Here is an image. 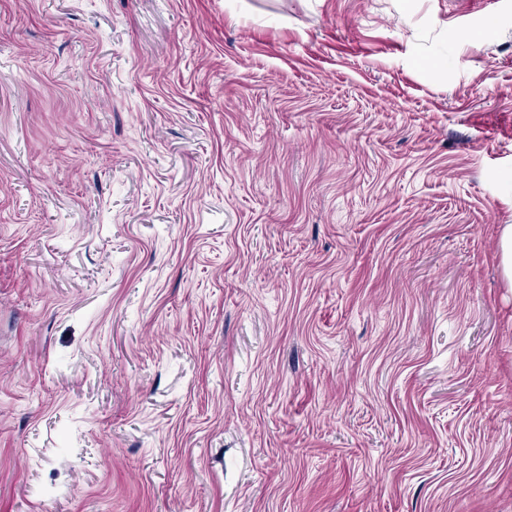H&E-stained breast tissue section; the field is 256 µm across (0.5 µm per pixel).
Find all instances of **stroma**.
<instances>
[{
	"instance_id": "1",
	"label": "stroma",
	"mask_w": 512,
	"mask_h": 512,
	"mask_svg": "<svg viewBox=\"0 0 512 512\" xmlns=\"http://www.w3.org/2000/svg\"><path fill=\"white\" fill-rule=\"evenodd\" d=\"M512 0H0V512H512ZM503 274L512 285V224H504L498 244Z\"/></svg>"
}]
</instances>
